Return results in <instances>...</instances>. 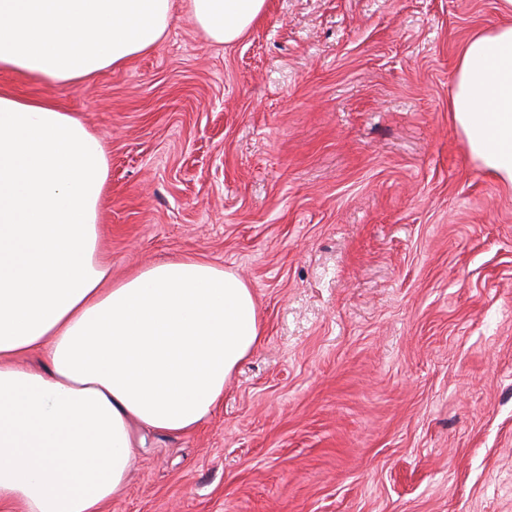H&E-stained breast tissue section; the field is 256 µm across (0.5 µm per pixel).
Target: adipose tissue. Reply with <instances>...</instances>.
I'll use <instances>...</instances> for the list:
<instances>
[{"instance_id":"obj_1","label":"adipose tissue","mask_w":512,"mask_h":512,"mask_svg":"<svg viewBox=\"0 0 512 512\" xmlns=\"http://www.w3.org/2000/svg\"><path fill=\"white\" fill-rule=\"evenodd\" d=\"M218 44L266 0H0V71L52 83L126 65L163 40L177 4ZM508 22L466 39L448 109L471 155L512 184ZM103 142L72 113L0 90V506L102 512L131 467L134 427L207 422L259 346L235 271L186 258L120 280L99 255ZM44 353V370L20 356Z\"/></svg>"}]
</instances>
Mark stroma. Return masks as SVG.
<instances>
[{
    "label": "stroma",
    "mask_w": 512,
    "mask_h": 512,
    "mask_svg": "<svg viewBox=\"0 0 512 512\" xmlns=\"http://www.w3.org/2000/svg\"><path fill=\"white\" fill-rule=\"evenodd\" d=\"M499 0H267L230 45L162 42L0 89L102 139L113 279L193 256L263 339L209 421L136 432L104 512H512V186L448 110Z\"/></svg>",
    "instance_id": "obj_1"
}]
</instances>
